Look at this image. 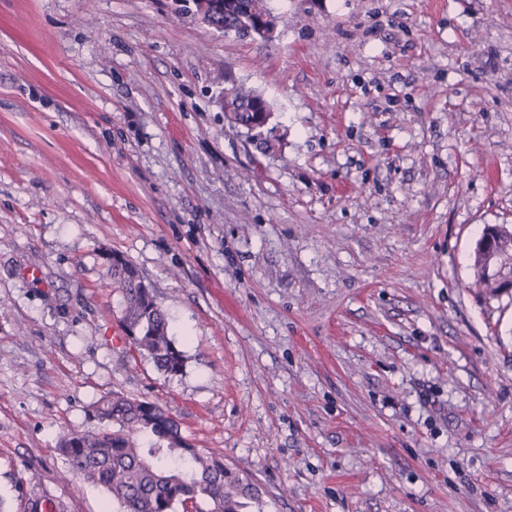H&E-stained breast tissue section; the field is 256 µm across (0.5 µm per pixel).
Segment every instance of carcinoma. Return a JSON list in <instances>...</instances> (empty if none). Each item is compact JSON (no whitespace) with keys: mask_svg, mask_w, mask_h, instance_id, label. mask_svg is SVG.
<instances>
[{"mask_svg":"<svg viewBox=\"0 0 512 512\" xmlns=\"http://www.w3.org/2000/svg\"><path fill=\"white\" fill-rule=\"evenodd\" d=\"M251 23V14H224L226 33ZM234 119L245 129L256 123L251 99L240 100ZM489 232L496 250L512 241V231L503 225ZM108 261L130 350L148 357L165 375L179 374L185 356L153 289L144 287L142 273L128 259L113 254ZM475 266L480 284L497 294L502 279L478 257ZM85 415L98 428L65 435L57 451L70 474L102 488L123 512H186L188 506L193 512H239L243 500L258 499L256 489L227 471L221 458L194 447L179 422L155 402L112 391Z\"/></svg>","mask_w":512,"mask_h":512,"instance_id":"cac0c4a2","label":"carcinoma"}]
</instances>
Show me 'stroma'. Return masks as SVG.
<instances>
[{
    "mask_svg": "<svg viewBox=\"0 0 512 512\" xmlns=\"http://www.w3.org/2000/svg\"><path fill=\"white\" fill-rule=\"evenodd\" d=\"M0 0V499L119 512L57 443L115 390L255 485L249 512H512V0ZM282 145L224 120L229 82ZM185 355H132L108 257ZM240 1L248 0H194L193 14L203 24L209 25L213 18L218 15H224V34L230 30L254 24L247 29V38L254 40H269L275 36L276 21L272 11L266 7H262L263 3H252L249 7L242 6L243 10L248 13H254L257 16L255 21L253 15L245 12H229L224 11L232 10L240 7Z\"/></svg>",
    "mask_w": 512,
    "mask_h": 512,
    "instance_id": "obj_1",
    "label": "stroma"
}]
</instances>
